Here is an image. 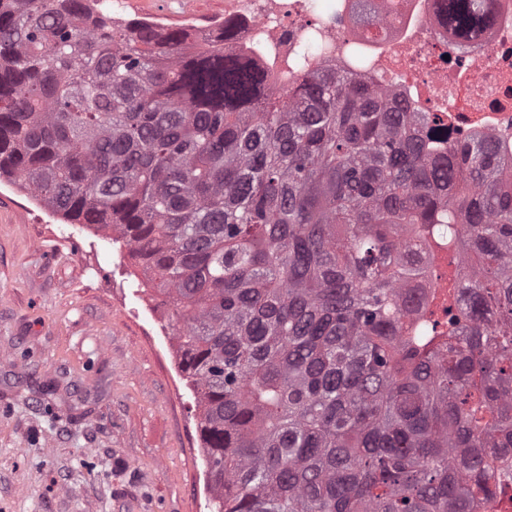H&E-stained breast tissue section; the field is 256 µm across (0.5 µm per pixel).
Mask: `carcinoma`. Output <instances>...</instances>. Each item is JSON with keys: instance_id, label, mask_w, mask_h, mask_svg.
<instances>
[{"instance_id": "1", "label": "carcinoma", "mask_w": 512, "mask_h": 512, "mask_svg": "<svg viewBox=\"0 0 512 512\" xmlns=\"http://www.w3.org/2000/svg\"><path fill=\"white\" fill-rule=\"evenodd\" d=\"M454 36L488 0H442ZM109 0H0V178L117 233L179 340L211 512H482L512 488V176L333 69L271 87ZM455 255L448 332L416 314ZM429 250L432 264L427 266L421 280L426 293H429V300L432 301L430 309L435 314H440L443 322L446 319L445 310L448 308V289L441 287L444 281L448 284V250H439L433 245ZM439 274L444 275L439 278Z\"/></svg>"}]
</instances>
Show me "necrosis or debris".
Returning a JSON list of instances; mask_svg holds the SVG:
<instances>
[{
  "label": "necrosis or debris",
  "mask_w": 512,
  "mask_h": 512,
  "mask_svg": "<svg viewBox=\"0 0 512 512\" xmlns=\"http://www.w3.org/2000/svg\"><path fill=\"white\" fill-rule=\"evenodd\" d=\"M386 23L375 33L359 0H224L243 27L241 52L261 57L278 88L300 70H359L371 85L430 113L449 139L488 134L512 156V0H494L495 20L460 44L440 25L438 0H370Z\"/></svg>",
  "instance_id": "4bbe7bcc"
}]
</instances>
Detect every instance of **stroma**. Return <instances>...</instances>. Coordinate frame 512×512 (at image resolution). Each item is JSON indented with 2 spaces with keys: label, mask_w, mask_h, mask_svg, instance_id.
<instances>
[{
  "label": "stroma",
  "mask_w": 512,
  "mask_h": 512,
  "mask_svg": "<svg viewBox=\"0 0 512 512\" xmlns=\"http://www.w3.org/2000/svg\"><path fill=\"white\" fill-rule=\"evenodd\" d=\"M213 29L224 0H112ZM109 231L0 182V512H209L165 308Z\"/></svg>",
  "instance_id": "stroma-1"
}]
</instances>
